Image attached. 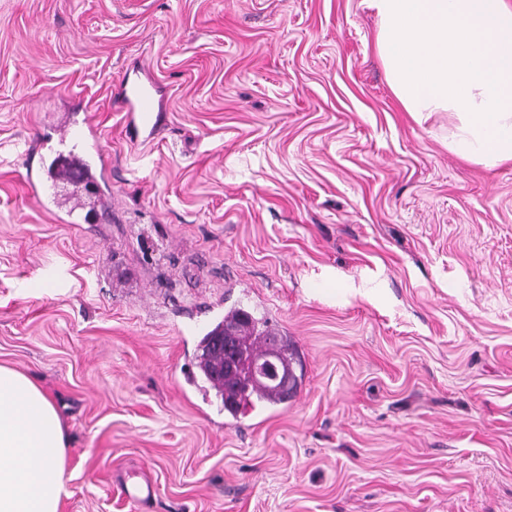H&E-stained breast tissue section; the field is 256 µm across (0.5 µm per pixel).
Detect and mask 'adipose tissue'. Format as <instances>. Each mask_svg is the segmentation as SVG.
Here are the masks:
<instances>
[{
	"mask_svg": "<svg viewBox=\"0 0 512 512\" xmlns=\"http://www.w3.org/2000/svg\"><path fill=\"white\" fill-rule=\"evenodd\" d=\"M374 50L406 112L448 115V149L512 163V0H367ZM66 438L52 398L0 365V512H61Z\"/></svg>",
	"mask_w": 512,
	"mask_h": 512,
	"instance_id": "obj_1",
	"label": "adipose tissue"
}]
</instances>
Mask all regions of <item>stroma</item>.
I'll return each mask as SVG.
<instances>
[{
  "mask_svg": "<svg viewBox=\"0 0 512 512\" xmlns=\"http://www.w3.org/2000/svg\"><path fill=\"white\" fill-rule=\"evenodd\" d=\"M375 31L366 0H0V364L58 406L62 512H512V163L415 123ZM69 151L73 209L29 169ZM234 307L300 377L236 418L196 368ZM119 102L122 112H128L136 130L152 131L158 127L162 105L148 74L142 75L136 82L122 83Z\"/></svg>",
  "mask_w": 512,
  "mask_h": 512,
  "instance_id": "stroma-1",
  "label": "stroma"
}]
</instances>
